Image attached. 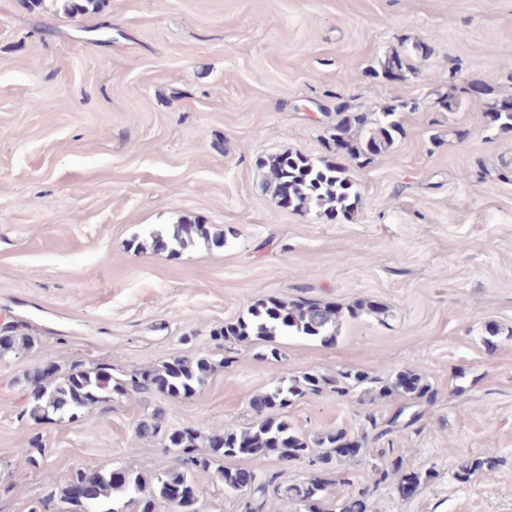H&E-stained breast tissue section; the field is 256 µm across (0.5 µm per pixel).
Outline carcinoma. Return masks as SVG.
<instances>
[{
	"label": "carcinoma",
	"mask_w": 512,
	"mask_h": 512,
	"mask_svg": "<svg viewBox=\"0 0 512 512\" xmlns=\"http://www.w3.org/2000/svg\"><path fill=\"white\" fill-rule=\"evenodd\" d=\"M352 125L357 127L356 140L350 142L351 156L356 159L391 146L402 132L396 112L386 110L371 123L362 115L345 120V126L336 127L330 139L339 141V136L348 134V127ZM264 166L268 169L267 186L285 208L325 215L344 214L350 209L351 200L358 199L354 184L346 175V168L327 157L312 158L300 152H288L268 157ZM196 239L207 246L222 243V237L210 235L204 225L185 219L168 234L151 235L150 248L154 251L162 245L175 253ZM343 313L340 307L326 303L269 297L258 300L247 317L218 329L213 335L230 343L258 340L271 343L277 336H310L328 342L338 336ZM211 371V362L202 357H176L156 369L136 371L125 378L113 376L112 368L106 365L91 368L74 365L66 373L56 367L34 383L23 380L28 387L26 413L35 420L53 416H66L73 420L94 405L107 403L115 395L124 396L130 392H159L170 397L189 398L195 395ZM366 382L367 375L351 370L339 371L334 376L306 372L299 377L280 380L254 401V405L267 414H256L246 427L226 426L223 433L206 439L194 428L166 427L163 414L155 413L151 420L140 423L139 431L162 437L164 447L176 454L172 467L151 476L127 469L93 474L76 470L73 475L91 489L90 498L81 504L72 501L70 486L66 482L47 493L40 503L45 510L55 499L69 505V509L61 508L59 512H157V508L166 503L171 487L183 486L186 492L183 512H196L200 491L194 474L209 471L220 459L241 455L258 459L270 454L281 460L306 458L328 475L336 470L338 459L355 457L360 453L368 432H362L359 438H350L345 431L333 429L309 439L297 433L285 417L274 416L271 411L286 410L295 398L307 393L329 391L345 397ZM430 392L431 387L423 375L412 369L402 370L382 385L366 389V393L380 397L408 395L418 400L429 396ZM403 415L404 410L401 409L391 419L382 422L370 415L367 423L376 431L375 438L381 439L397 429ZM202 441L208 444L209 451L205 453L199 452ZM371 470L377 485L386 481L391 473L400 474L403 492L433 477L431 472L424 475L403 473L398 461L389 469L375 464ZM216 472L224 488L234 492L238 490L241 469L219 466ZM351 486L353 480L343 476L336 481L326 477L314 478L284 487L277 482L275 474L260 472L257 481L245 492V512H270L272 501L279 497H287L302 506L318 500L321 512H332L328 501L333 494L342 498L338 512H371V487L367 485L353 492L347 491Z\"/></svg>",
	"instance_id": "cac0c4a2"
}]
</instances>
